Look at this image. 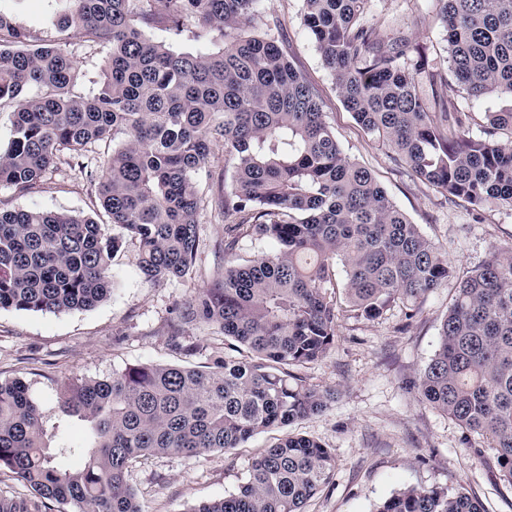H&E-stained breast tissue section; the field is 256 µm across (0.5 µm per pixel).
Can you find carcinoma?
<instances>
[{
    "mask_svg": "<svg viewBox=\"0 0 512 512\" xmlns=\"http://www.w3.org/2000/svg\"><path fill=\"white\" fill-rule=\"evenodd\" d=\"M46 44L0 10V103L14 104L0 148V187L39 191L68 151L115 233L89 217L0 208V309L57 315L93 308L112 291L127 237L151 283L189 274L204 210L197 183L210 143L235 160L214 200L224 220V273L183 303L182 324L216 325L233 354L202 368L138 364L76 379L60 412L87 423L81 446H53L29 386L0 380V474L26 498L0 512H142L127 475L139 458L196 456L323 412L336 392L293 369L335 342L344 268L350 312L373 320L416 303L452 276L446 250L425 237L373 172L343 152L318 91L292 65L288 39L243 34L262 0H54ZM372 0H304L303 25L356 123L388 157L448 201L478 213L512 205V107L487 112L480 134L448 98L453 79L473 99L512 98V0H431L445 58L405 29L383 34ZM162 28L211 46L177 52ZM80 39L110 50L94 94L74 93L69 53ZM34 88L32 95L24 91ZM112 143L96 165L88 152ZM276 249L240 265L238 241ZM423 403L491 440L499 480L512 486V247H496L459 278L438 349L417 384ZM332 449L287 435L251 464L238 491L190 512H303L333 475ZM375 512H485L464 490L406 487Z\"/></svg>",
    "mask_w": 512,
    "mask_h": 512,
    "instance_id": "1",
    "label": "carcinoma"
}]
</instances>
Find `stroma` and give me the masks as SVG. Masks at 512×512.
I'll list each match as a JSON object with an SVG mask.
<instances>
[{"label":"stroma","instance_id":"35a3bbf8","mask_svg":"<svg viewBox=\"0 0 512 512\" xmlns=\"http://www.w3.org/2000/svg\"><path fill=\"white\" fill-rule=\"evenodd\" d=\"M428 0H374L371 15L381 29L406 27L425 13ZM15 23L42 41L55 36L52 0H0ZM303 0H264L253 33L288 32L290 60L318 90L322 110L344 153L370 168L392 200L421 232L442 244L456 273L481 264L496 246L512 245V206L473 217L432 187L395 169L385 147L356 124L344 107L332 76L302 24ZM69 51L74 91L91 94L105 51L75 41ZM0 207L66 212L106 221L94 189L65 161H58L43 189L19 196L0 188ZM195 265L181 279L152 284L139 271V252L126 243L112 262L110 297L89 310L66 315L0 310V380L22 379L40 402L53 443H77L85 425L62 416L55 403L58 386L75 378H105L135 364L201 367L224 354V335L215 327H185L195 354L173 351L168 338L177 310L191 293L208 287L224 270V226L204 210ZM454 283L430 292L413 320L393 308L376 320L340 311L336 340L323 359L296 367L306 384L333 389L337 398L319 414L286 430L266 431L242 447L199 456L155 455L129 469L128 482L142 512H189L200 502L233 494L251 461L281 433L300 434L331 448L335 471L329 484L308 501L304 512H374L393 492L405 488L466 489L486 512H512V488L498 479L487 441L463 432L448 416L423 403L419 377L433 358L438 328L454 296Z\"/></svg>","mask_w":512,"mask_h":512}]
</instances>
